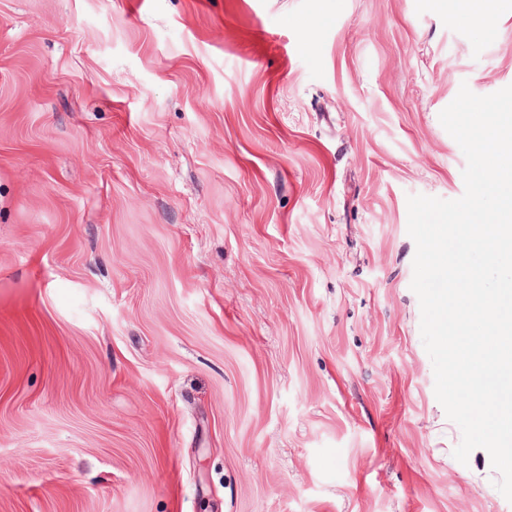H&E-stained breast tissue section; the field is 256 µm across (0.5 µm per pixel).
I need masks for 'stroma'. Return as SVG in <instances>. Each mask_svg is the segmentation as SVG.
<instances>
[{"instance_id": "stroma-1", "label": "stroma", "mask_w": 512, "mask_h": 512, "mask_svg": "<svg viewBox=\"0 0 512 512\" xmlns=\"http://www.w3.org/2000/svg\"><path fill=\"white\" fill-rule=\"evenodd\" d=\"M464 84L512 0H0V512H512L410 288Z\"/></svg>"}]
</instances>
